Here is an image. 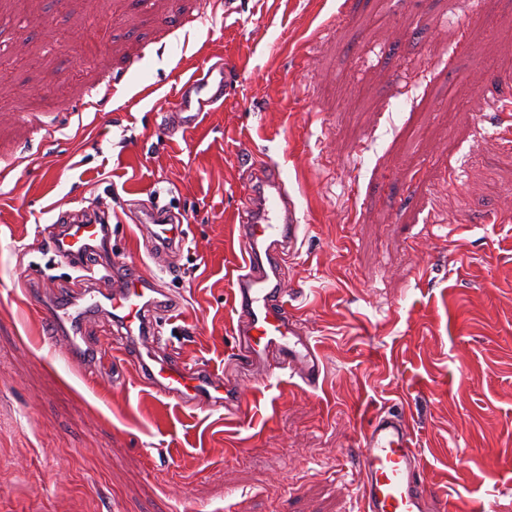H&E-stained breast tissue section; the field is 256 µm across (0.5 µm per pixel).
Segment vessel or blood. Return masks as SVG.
<instances>
[{"instance_id": "1", "label": "vessel or blood", "mask_w": 512, "mask_h": 512, "mask_svg": "<svg viewBox=\"0 0 512 512\" xmlns=\"http://www.w3.org/2000/svg\"><path fill=\"white\" fill-rule=\"evenodd\" d=\"M224 82L220 64L190 76L181 88L175 121L194 127L200 110L223 99ZM254 178V191L239 220L243 265L234 282L235 360L272 365L313 387L321 375L320 358L297 318L289 313L280 287L282 268L271 260L272 254L291 252L298 240L295 204L270 165L256 166ZM138 225L150 241L156 266L167 268L177 248L175 236L154 209L141 214ZM110 236V226L86 222L78 215L69 224L53 225L49 240L55 243L57 255L78 269L88 286L62 300L28 295L26 303L39 312L47 336L59 340L61 354L82 377L95 374L105 357L127 358L138 367L145 384L164 397L192 406L221 405L230 413L244 415V403L229 383L204 374L195 365L174 364L156 355L153 322L160 314L172 316L178 301L159 286L154 274L136 265L117 262L98 270L90 257L97 242ZM99 318L118 329V342L83 347L82 326ZM358 445L365 481L364 512H447V499L424 476L412 431L402 414L388 409L376 413Z\"/></svg>"}]
</instances>
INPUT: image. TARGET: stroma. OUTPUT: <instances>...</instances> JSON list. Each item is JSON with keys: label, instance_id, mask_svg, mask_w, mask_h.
<instances>
[{"label": "stroma", "instance_id": "1", "mask_svg": "<svg viewBox=\"0 0 512 512\" xmlns=\"http://www.w3.org/2000/svg\"><path fill=\"white\" fill-rule=\"evenodd\" d=\"M202 9L0 0V512H361L352 448L385 408L449 505L512 512V0ZM219 61L223 104L168 128L183 81ZM258 162L302 224L282 286L323 360L315 388L232 360ZM101 205L123 261L146 256L137 211L181 225L159 276L181 308L156 352L236 379L246 419L131 369L87 384L23 313L25 289L77 285L45 225Z\"/></svg>", "mask_w": 512, "mask_h": 512}]
</instances>
